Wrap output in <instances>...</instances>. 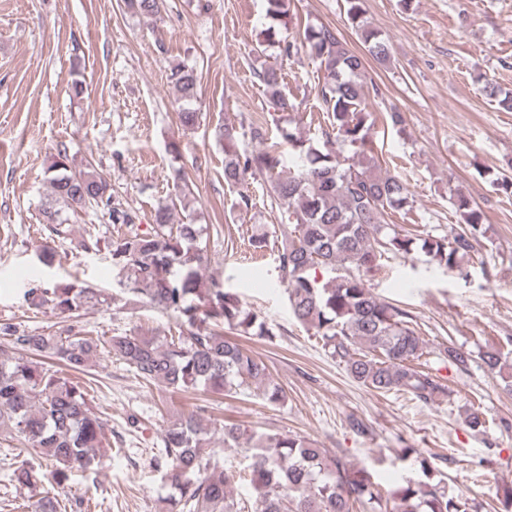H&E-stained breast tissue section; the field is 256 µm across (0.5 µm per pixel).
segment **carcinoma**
<instances>
[{
    "mask_svg": "<svg viewBox=\"0 0 512 512\" xmlns=\"http://www.w3.org/2000/svg\"><path fill=\"white\" fill-rule=\"evenodd\" d=\"M165 2L127 0L130 9L148 19L161 16ZM266 3V15L277 23L288 16L292 0ZM345 10L363 52L352 51L335 28L324 24L305 26L300 47L291 41L278 44L280 56L288 59L305 49L324 72L319 89L326 122L323 145H315L291 125L277 128V141L272 143L264 126H250L252 140L264 145L252 151L239 150L242 133L233 123L216 125L213 136L224 149L225 184L242 185L249 177L270 179V204L282 216L277 268L292 316L313 330L324 350L359 385L379 393L403 392L429 405L447 391L418 366L426 344L417 322L398 303L373 294L365 277L388 255L406 257L417 250L438 266L461 272L464 260L473 258L479 238L486 234L485 219L467 196L457 194L452 205L464 227L450 239L415 237L387 222L390 214L409 206V188L400 176L382 170L369 147V87L362 73L365 56L384 63L390 48L367 26L363 0H345ZM257 77L279 110L295 109L281 88L277 65L265 66ZM168 80L179 93L180 123L199 125L202 113L194 107L196 70L177 64ZM484 91L501 110L512 112V91L492 82ZM344 146L351 154H344ZM289 156L296 169L284 177ZM46 173L50 195L43 214L51 242L38 252L39 263L53 264L51 243L69 239L71 217L90 207L117 231L108 239L86 234L83 251L107 250L119 285L139 302L173 317L174 326L163 334L136 329L103 340L80 331L45 336L17 324L0 326L15 349L10 355L0 353V435L52 461L58 486L74 469L93 471L101 466L106 423L93 406L90 384L77 380L100 350L125 363L142 381L162 384L172 394L201 389L231 396L255 390L271 406L285 404L286 392L271 378L266 363L224 336L227 328L271 342L276 336L272 326L238 294L205 280L208 258L201 227L191 221L172 223V210H186L195 200L183 167L173 168L174 196L158 204L153 224L145 230L140 229L138 213L114 192L110 176L92 162L77 168L60 149ZM100 297V291L73 282L39 283L24 293L28 309L69 320ZM444 354L461 371L473 360L470 352L452 345ZM479 358L512 392L509 354L491 345L479 352ZM201 412L185 411L164 429L159 467L167 494L159 512H474L472 499L434 480L430 461L418 448L401 449L393 464L412 460L422 478L387 489L369 471L329 456L310 439L256 434L228 420L219 426L221 450L206 452L208 428ZM235 455L248 460L241 470L233 465ZM12 477L16 488L33 490L42 483V464L20 460ZM235 482L250 486L251 496H235ZM24 508L82 512L84 503L46 490Z\"/></svg>",
    "mask_w": 512,
    "mask_h": 512,
    "instance_id": "cac0c4a2",
    "label": "carcinoma"
}]
</instances>
